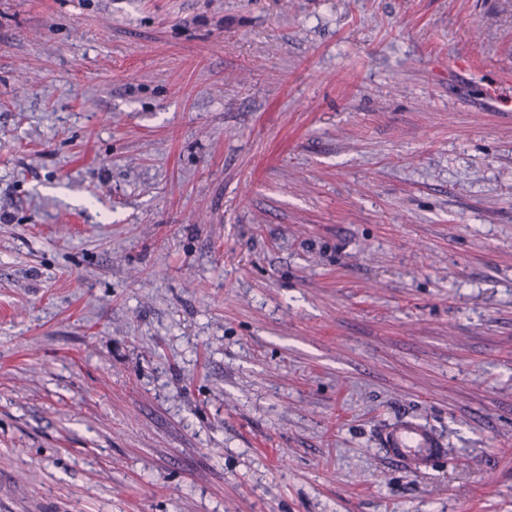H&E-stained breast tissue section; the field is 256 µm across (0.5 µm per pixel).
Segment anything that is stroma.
<instances>
[{
	"label": "stroma",
	"instance_id": "35a3bbf8",
	"mask_svg": "<svg viewBox=\"0 0 512 512\" xmlns=\"http://www.w3.org/2000/svg\"><path fill=\"white\" fill-rule=\"evenodd\" d=\"M506 62L512 0H0V512H512ZM382 445L389 456L415 469L426 468L443 452L431 432L412 422L390 427L383 435Z\"/></svg>",
	"mask_w": 512,
	"mask_h": 512
}]
</instances>
